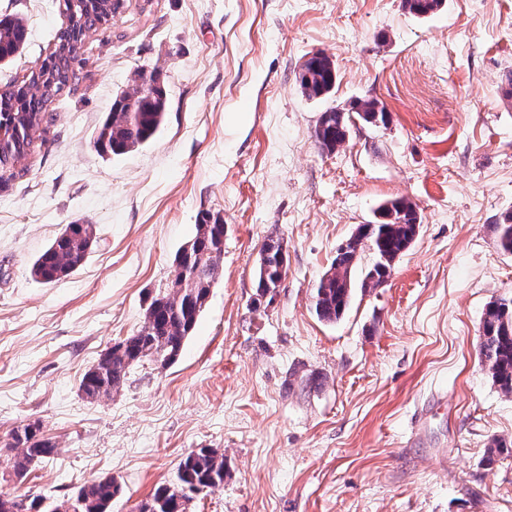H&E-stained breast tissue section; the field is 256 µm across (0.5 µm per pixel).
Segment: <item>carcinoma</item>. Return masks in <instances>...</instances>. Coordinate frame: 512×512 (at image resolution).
I'll return each mask as SVG.
<instances>
[{
    "label": "carcinoma",
    "instance_id": "carcinoma-1",
    "mask_svg": "<svg viewBox=\"0 0 512 512\" xmlns=\"http://www.w3.org/2000/svg\"><path fill=\"white\" fill-rule=\"evenodd\" d=\"M127 6L128 0H92L85 5L84 26L98 29L108 23L117 2ZM444 0H403V7L416 17H426L442 8ZM27 43V26L18 15L0 18V55L14 56ZM82 48L78 37H59L54 49L39 65L47 94L30 93L27 78L16 80L0 90V187L15 178L18 165L32 155L37 141L44 140L45 114L62 93L72 91L79 77L76 66L81 62ZM303 93L319 98L332 92L336 85V69L326 56L315 53L298 73ZM355 114L363 121L374 118L385 123V108L371 98L354 105ZM167 96L158 84L157 74L140 71L116 95L94 138V147L103 155H120L149 143L165 122ZM352 114L339 107L321 112L314 128V138L322 150L333 152L346 142ZM421 216L415 205L404 199L384 201L375 221L364 224L350 238L348 249L336 253L330 268L314 291V308L319 319L334 323L339 320L352 297L351 271L364 251L373 256L366 270L362 287L376 288L390 278L395 262L409 249L419 234ZM501 249L512 254V211L494 225ZM96 229L78 219L65 226L53 242L33 261L31 275L52 283L76 270L86 259ZM224 255V220L205 213L196 224L189 246L177 253L175 263L188 274L186 287L167 286L152 297L145 309L139 329L108 349L96 365L83 376L80 389L91 400L123 386L130 369L150 360L165 367L175 362L186 340L191 336L203 300L220 275ZM278 250L271 243L263 244L256 270L258 295L267 288L281 286ZM481 361L492 378L512 393V300L502 299L488 305L482 321L479 346ZM40 427L28 424L14 430L3 447L14 452L13 474L24 481L33 467L55 451L54 443L39 436ZM224 454L213 448H199L184 456L173 481L158 486L140 505L139 512H188L191 494L204 489L215 490L224 484ZM120 492L112 477L101 478L82 486L73 500L74 512H110L112 499Z\"/></svg>",
    "mask_w": 512,
    "mask_h": 512
}]
</instances>
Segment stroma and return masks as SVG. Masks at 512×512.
<instances>
[{"instance_id": "stroma-1", "label": "stroma", "mask_w": 512, "mask_h": 512, "mask_svg": "<svg viewBox=\"0 0 512 512\" xmlns=\"http://www.w3.org/2000/svg\"><path fill=\"white\" fill-rule=\"evenodd\" d=\"M60 0H0L24 18L0 88L40 65ZM336 68L325 98L296 76ZM169 100L149 144L104 157L94 135L137 70ZM512 0H445L426 19L402 0H130L89 40L46 140L0 188V441L39 424L56 449L24 482L0 457V493L44 507L111 476L112 512H137L198 448L224 454V484L189 512H512V394L479 358L486 306L512 299V255L492 226L512 211ZM373 98L386 124L353 120L323 151L321 112ZM422 224L384 287L351 273L336 323L313 293L337 249L382 202ZM224 219L223 270L167 367L143 362L110 397L83 374L135 333L201 213ZM96 243L50 284L30 268L65 224ZM288 273L257 299L264 242ZM336 77L333 62L328 57L315 53L305 61L297 79L306 96L319 98L332 92Z\"/></svg>"}]
</instances>
